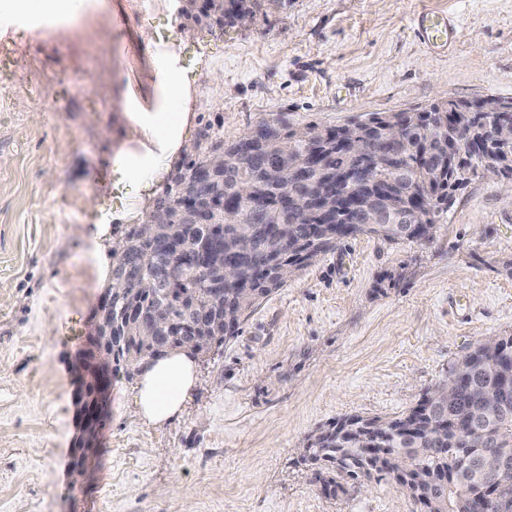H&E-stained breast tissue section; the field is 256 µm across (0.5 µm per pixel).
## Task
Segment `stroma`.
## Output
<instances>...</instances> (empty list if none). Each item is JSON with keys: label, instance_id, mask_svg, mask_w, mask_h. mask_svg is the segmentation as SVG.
<instances>
[{"label": "stroma", "instance_id": "35a3bbf8", "mask_svg": "<svg viewBox=\"0 0 512 512\" xmlns=\"http://www.w3.org/2000/svg\"><path fill=\"white\" fill-rule=\"evenodd\" d=\"M216 26L180 0H105L112 98L146 95L148 41L179 50L193 137L230 143L260 121L343 126L434 103L512 98V0H246ZM434 11L445 51L413 29ZM193 39L179 41L184 28ZM0 75V512H416L393 480L325 496L299 450L350 415L415 407L488 336L512 334V193L461 190L428 241L359 235L269 295L229 343L196 359L181 412L141 418L138 367L112 378L97 447L77 462L76 359L103 287L83 232L110 189L120 127L93 64L73 72L54 35L10 39ZM415 30L432 50L448 48L456 37L455 28L448 18L435 12L419 13L415 20Z\"/></svg>", "mask_w": 512, "mask_h": 512}]
</instances>
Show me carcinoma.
I'll return each instance as SVG.
<instances>
[{"mask_svg": "<svg viewBox=\"0 0 512 512\" xmlns=\"http://www.w3.org/2000/svg\"><path fill=\"white\" fill-rule=\"evenodd\" d=\"M242 0H190L189 13L195 21L204 19H233ZM455 103L432 104L422 112L402 113L407 124L397 155L379 163L376 175L387 185L390 196L381 198L370 191L363 197L373 206L389 200L407 210L421 189H428L436 200L432 224L448 212L454 193L466 182L478 176L471 167L448 166V131L456 129L459 119L451 116ZM264 150L256 153L251 175L254 179L264 173L270 164L290 165L302 159L308 146L294 139L292 129L277 121H263ZM319 168L332 171L346 164V157L336 149L333 140L321 145ZM496 165L512 173V141L491 150ZM216 177L224 186V207L237 209L236 223L224 227L227 251L241 253L248 248L244 232L250 224H276L281 238L273 248L288 258V266L301 270L336 246V226L348 214L337 211L327 217L311 192L292 184L265 188V202L259 208L243 203L239 198L241 174L235 157L224 150V166L216 169ZM297 196L303 202L301 209L280 207L283 195ZM179 205L164 207L166 223L155 225L161 237L176 236L186 247L192 248L209 235L203 224H188L180 219ZM152 244L136 242L125 252L112 250L113 280H119L128 267L142 273V284L132 294L116 290L121 300L135 301L140 309L161 308L164 323L156 332L169 337L172 351L193 353L195 347L212 348L230 340L224 335V311L243 322L271 293L279 289V281L264 261L247 262L238 272V280L245 287L224 285V310H216L210 303V289L216 274L208 270L186 278L160 294L151 286L153 269ZM206 321V328L197 336H187L182 325L189 321ZM112 335L122 337V345L114 352L115 369L128 365H142L155 358L152 337L145 335L139 321L131 315H119L112 308ZM449 371L459 374V390L448 403L427 395L421 409L434 426L418 438L393 433L382 444L369 439L368 432L355 433L351 427L361 422L347 418L330 429L320 432L303 448L302 461L317 468V481L324 491L344 490V483L370 481L382 475L392 477L405 495L423 512H474L491 494H496L505 508L512 512V477L503 482L491 471L495 461L489 455L496 451L512 456V335L500 337L494 347L482 344L456 361ZM454 423L457 430L448 431L438 426L443 419ZM381 457L383 465L368 470L365 459Z\"/></svg>", "mask_w": 512, "mask_h": 512, "instance_id": "1", "label": "carcinoma"}]
</instances>
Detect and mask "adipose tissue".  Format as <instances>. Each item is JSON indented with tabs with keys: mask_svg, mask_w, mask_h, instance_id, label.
Returning <instances> with one entry per match:
<instances>
[{
	"mask_svg": "<svg viewBox=\"0 0 512 512\" xmlns=\"http://www.w3.org/2000/svg\"><path fill=\"white\" fill-rule=\"evenodd\" d=\"M92 12L88 0H0V37L11 34L38 40L49 33L72 35L88 29ZM153 75L152 103L136 96L122 99L124 135L116 137L110 165L112 188L132 201L161 183L190 139L193 126L188 110L190 89L179 56L160 49L149 59ZM94 207L105 214L89 236L88 255L103 283H111V266L102 243L111 221L134 219V212L107 211L105 198ZM195 382V362L183 351L144 365L138 390L139 408L148 420L165 422L181 409Z\"/></svg>",
	"mask_w": 512,
	"mask_h": 512,
	"instance_id": "1",
	"label": "adipose tissue"
}]
</instances>
